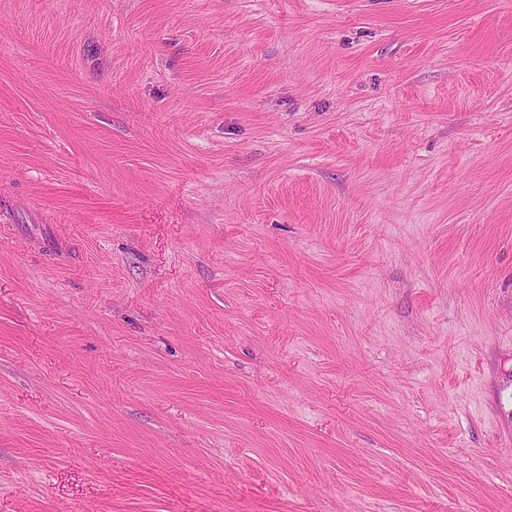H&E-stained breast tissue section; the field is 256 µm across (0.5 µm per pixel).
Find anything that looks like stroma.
<instances>
[{
	"label": "stroma",
	"instance_id": "35a3bbf8",
	"mask_svg": "<svg viewBox=\"0 0 512 512\" xmlns=\"http://www.w3.org/2000/svg\"><path fill=\"white\" fill-rule=\"evenodd\" d=\"M2 224L0 512H512V0H0Z\"/></svg>",
	"mask_w": 512,
	"mask_h": 512
}]
</instances>
